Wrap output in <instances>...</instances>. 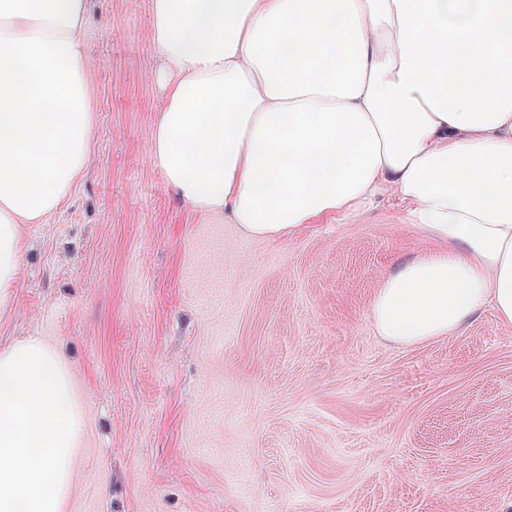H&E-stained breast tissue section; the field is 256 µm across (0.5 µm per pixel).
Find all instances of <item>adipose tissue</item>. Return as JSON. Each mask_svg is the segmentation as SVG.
<instances>
[{
  "label": "adipose tissue",
  "mask_w": 512,
  "mask_h": 512,
  "mask_svg": "<svg viewBox=\"0 0 512 512\" xmlns=\"http://www.w3.org/2000/svg\"><path fill=\"white\" fill-rule=\"evenodd\" d=\"M89 0H0V310L22 227L85 175ZM152 159L187 205L276 239L396 200L433 247L372 300L414 345L512 325V0H150Z\"/></svg>",
  "instance_id": "obj_1"
}]
</instances>
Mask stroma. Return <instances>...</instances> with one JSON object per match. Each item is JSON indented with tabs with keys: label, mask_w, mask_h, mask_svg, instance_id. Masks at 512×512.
<instances>
[{
	"label": "stroma",
	"mask_w": 512,
	"mask_h": 512,
	"mask_svg": "<svg viewBox=\"0 0 512 512\" xmlns=\"http://www.w3.org/2000/svg\"><path fill=\"white\" fill-rule=\"evenodd\" d=\"M149 23V0H90V165L23 225L0 311V348L42 337L73 374L65 512H512V327L378 336L376 289L430 247L392 202L276 240L179 202Z\"/></svg>",
	"instance_id": "stroma-1"
}]
</instances>
